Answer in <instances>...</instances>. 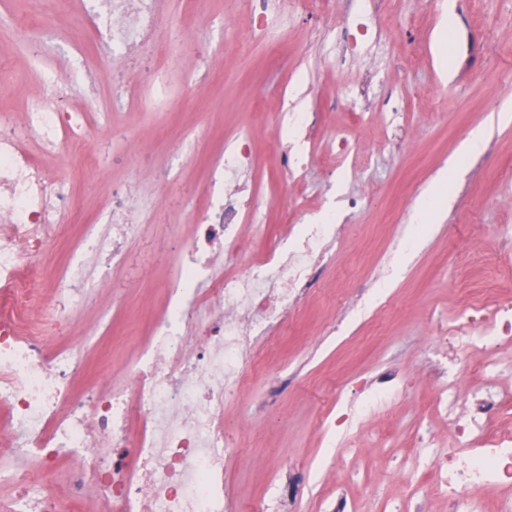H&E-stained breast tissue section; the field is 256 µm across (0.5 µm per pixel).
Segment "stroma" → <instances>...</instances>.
Returning a JSON list of instances; mask_svg holds the SVG:
<instances>
[{
	"mask_svg": "<svg viewBox=\"0 0 512 512\" xmlns=\"http://www.w3.org/2000/svg\"><path fill=\"white\" fill-rule=\"evenodd\" d=\"M446 0H383L378 24L385 32L365 67L374 88L403 100L397 125L404 143L389 139L381 112L358 117L355 104L325 111L304 175L306 207L328 201L342 226L319 272V283L289 313L271 347L265 370L224 409L226 440L235 453L225 478L242 508H249L274 477L302 488L292 512H322L344 492L354 512H389L409 489L398 472L414 436L435 435L447 447L448 419L432 402L441 366L438 323L468 303L512 291V271L493 258L501 247L493 229L512 225V89L501 76L512 70V0H453L456 30L443 27ZM162 26L154 44L112 61L89 29L69 26L64 0H0V66L14 82L0 84V116L21 122L46 89L63 93L68 109L90 113L85 139L101 156L98 166L74 168L67 150L42 154L47 168L69 178L80 215L66 224L42 261L45 290H52L82 225L105 223L112 192L136 183L138 230L121 263L89 267L86 302L72 315L71 334L83 340V380L107 384L122 372L163 309L172 266L181 256L205 205L212 159L224 141L249 136L259 165L256 189L270 196L263 234L254 250L281 235V213L296 186L270 164L272 149L245 106L262 97L275 106L289 82L312 87L310 104L323 107L346 73L318 52L323 25L284 18L285 59L274 63L266 47L238 50L225 15L245 20L243 0H157ZM165 68L174 89L155 113L133 108L144 77ZM488 131L483 151L469 167L457 165L468 133ZM353 152L343 165L326 162L337 129ZM169 176L167 193L156 191ZM356 194L365 207L346 217L343 199ZM446 196L436 223L414 221L425 196ZM112 318V346L96 342L102 317ZM399 373L415 382L394 410L393 421L375 414L363 424L362 449L327 457L318 424L327 405L362 377ZM284 386L268 402V376ZM383 503L371 504L367 486Z\"/></svg>",
	"mask_w": 512,
	"mask_h": 512,
	"instance_id": "35a3bbf8",
	"label": "stroma"
}]
</instances>
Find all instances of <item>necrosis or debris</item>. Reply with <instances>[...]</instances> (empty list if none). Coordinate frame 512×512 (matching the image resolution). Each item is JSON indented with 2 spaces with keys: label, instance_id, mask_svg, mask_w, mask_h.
Masks as SVG:
<instances>
[{
  "label": "necrosis or debris",
  "instance_id": "obj_1",
  "mask_svg": "<svg viewBox=\"0 0 512 512\" xmlns=\"http://www.w3.org/2000/svg\"><path fill=\"white\" fill-rule=\"evenodd\" d=\"M93 32L112 47L113 61L157 35L161 19L155 0H102ZM245 38L280 55L286 37L283 15L326 20L335 0H250ZM377 0L341 32L326 28L324 52L345 69L365 59L376 41ZM302 95H289L267 122L277 149V168L302 178L313 156L314 133L323 117L304 109ZM83 112L61 109L51 92L35 101L22 123L0 132V512H60L70 504L84 512L96 499L102 512H241L224 482L229 449L224 446V408L243 391L259 367L258 345L270 342L292 304L314 287L336 217L322 211L284 225L297 230L287 242L259 254L248 251L260 236L258 223L270 205L254 188L249 138L225 140L222 186L211 190L176 275L175 298L140 345L124 375L107 387L76 390L85 368L78 346L63 335L71 312L85 294L86 250L73 246L44 293L37 266L63 218L72 208L68 181L46 169L30 151L70 147L75 161L94 155L82 138ZM136 228V209L126 192L112 202L108 224L87 225L100 266L116 262ZM448 363L436 396L447 415L452 444L438 448L420 436L403 478L412 484L420 469L433 473L429 493L446 497L448 512H512V428L497 425L505 396L495 381L501 356L512 350V296L466 306L448 326ZM483 375L479 387L466 374ZM411 380H359L352 398L337 403L321 427L356 447L364 420L393 413ZM63 463V485L48 489L45 472ZM499 490L493 503L480 492Z\"/></svg>",
  "mask_w": 512,
  "mask_h": 512
}]
</instances>
